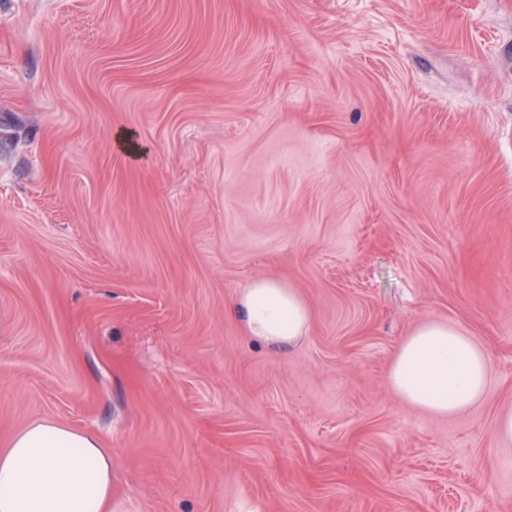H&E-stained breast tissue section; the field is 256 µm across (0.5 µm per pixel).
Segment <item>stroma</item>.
Wrapping results in <instances>:
<instances>
[{
  "instance_id": "35a3bbf8",
  "label": "stroma",
  "mask_w": 512,
  "mask_h": 512,
  "mask_svg": "<svg viewBox=\"0 0 512 512\" xmlns=\"http://www.w3.org/2000/svg\"><path fill=\"white\" fill-rule=\"evenodd\" d=\"M431 319L459 417L388 383ZM510 407L512 0H0V450L95 433L114 512H512ZM233 307L249 336L272 345L290 346L304 335L312 320L304 298L294 288L271 279L250 283ZM488 379L485 350L465 331L437 320L421 323L401 342L388 373L404 404L448 417L478 403Z\"/></svg>"
}]
</instances>
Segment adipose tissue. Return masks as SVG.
<instances>
[{"mask_svg": "<svg viewBox=\"0 0 512 512\" xmlns=\"http://www.w3.org/2000/svg\"><path fill=\"white\" fill-rule=\"evenodd\" d=\"M249 336L289 345L304 335L312 310L271 279L250 283L233 304ZM489 379L484 349L465 331L421 323L400 344L388 382L406 405L440 416L478 403ZM0 512H112V456L97 435L51 419L17 432L0 450Z\"/></svg>", "mask_w": 512, "mask_h": 512, "instance_id": "obj_1", "label": "adipose tissue"}]
</instances>
